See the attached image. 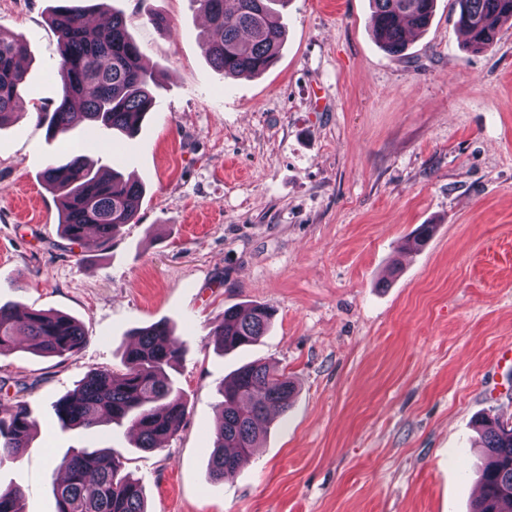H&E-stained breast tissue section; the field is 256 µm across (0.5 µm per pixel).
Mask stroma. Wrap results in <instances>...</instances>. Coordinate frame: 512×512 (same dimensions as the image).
<instances>
[{
  "instance_id": "stroma-1",
  "label": "stroma",
  "mask_w": 512,
  "mask_h": 512,
  "mask_svg": "<svg viewBox=\"0 0 512 512\" xmlns=\"http://www.w3.org/2000/svg\"><path fill=\"white\" fill-rule=\"evenodd\" d=\"M55 0H0L22 34L23 96L0 126V304L69 315L72 357L0 356V416L26 402L33 441L0 464L24 512H56L51 461L110 448L149 512H469L485 462L476 422L512 426V20L474 53L453 0H437L402 55L372 33L370 0H290L276 63L224 77L206 59L195 0H86L121 11L157 103L95 166L143 183L133 223L90 250L63 238L44 171L76 124L40 120L61 97ZM166 17L170 31L152 24ZM434 236L408 252L419 225ZM274 311L257 345L209 338L225 309ZM168 322L186 401L156 451L126 427L61 428L54 403L95 369L122 368L134 329ZM262 360L294 381L286 414L224 483L208 476L218 388Z\"/></svg>"
}]
</instances>
